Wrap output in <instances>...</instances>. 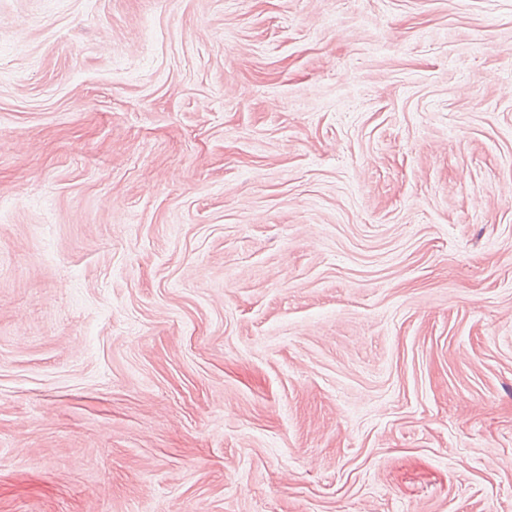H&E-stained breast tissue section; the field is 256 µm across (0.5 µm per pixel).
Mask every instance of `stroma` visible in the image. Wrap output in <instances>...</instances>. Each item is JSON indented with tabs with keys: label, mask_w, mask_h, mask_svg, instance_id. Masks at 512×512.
Returning <instances> with one entry per match:
<instances>
[{
	"label": "stroma",
	"mask_w": 512,
	"mask_h": 512,
	"mask_svg": "<svg viewBox=\"0 0 512 512\" xmlns=\"http://www.w3.org/2000/svg\"><path fill=\"white\" fill-rule=\"evenodd\" d=\"M0 512H512V0H0Z\"/></svg>",
	"instance_id": "35a3bbf8"
}]
</instances>
